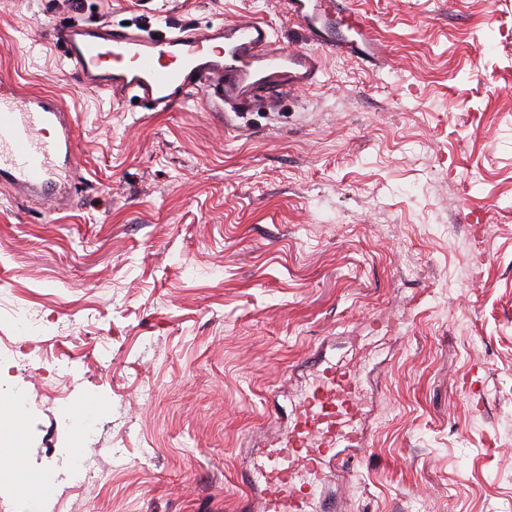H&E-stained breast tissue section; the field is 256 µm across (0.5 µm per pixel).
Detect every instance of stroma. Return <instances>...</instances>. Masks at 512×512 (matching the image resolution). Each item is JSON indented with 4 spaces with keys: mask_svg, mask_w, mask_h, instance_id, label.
Masks as SVG:
<instances>
[{
    "mask_svg": "<svg viewBox=\"0 0 512 512\" xmlns=\"http://www.w3.org/2000/svg\"><path fill=\"white\" fill-rule=\"evenodd\" d=\"M353 2L386 68L326 53L315 86L224 116L112 105L56 30L249 15L300 46L277 0H0V79L79 125L65 206L0 186V337L14 304L48 319L75 384L50 405L53 377L4 365L0 400L30 399L22 469L64 512H238L265 396L343 332L385 364L346 512H512V0Z\"/></svg>",
    "mask_w": 512,
    "mask_h": 512,
    "instance_id": "1",
    "label": "stroma"
}]
</instances>
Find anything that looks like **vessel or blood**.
Wrapping results in <instances>:
<instances>
[{
	"label": "vessel or blood",
	"mask_w": 512,
	"mask_h": 512,
	"mask_svg": "<svg viewBox=\"0 0 512 512\" xmlns=\"http://www.w3.org/2000/svg\"><path fill=\"white\" fill-rule=\"evenodd\" d=\"M278 4L298 25L304 48L284 44L253 17L203 28L166 20L144 30L69 26L59 41L82 86L116 102L139 99L157 112L175 110L198 94L227 112L269 106L314 86L325 50L372 67L386 64L385 43L350 0ZM80 170L78 125L68 109L43 94L16 97L0 84V182L63 205L71 192L56 177L62 172L75 183ZM307 369L312 380L290 410L274 397L266 403L271 421L284 417L288 424L247 452L240 512H343L330 485L333 474H348L351 458L365 445L361 371L321 349Z\"/></svg>",
	"instance_id": "1"
}]
</instances>
